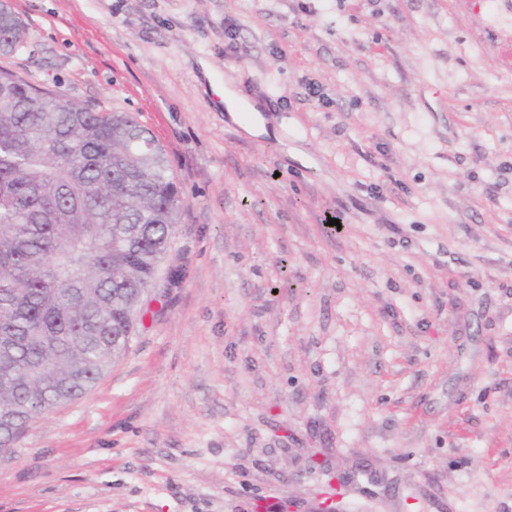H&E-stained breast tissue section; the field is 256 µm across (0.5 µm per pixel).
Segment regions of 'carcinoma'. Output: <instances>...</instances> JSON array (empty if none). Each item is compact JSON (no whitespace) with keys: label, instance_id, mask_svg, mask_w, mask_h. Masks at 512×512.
Wrapping results in <instances>:
<instances>
[{"label":"carcinoma","instance_id":"cac0c4a2","mask_svg":"<svg viewBox=\"0 0 512 512\" xmlns=\"http://www.w3.org/2000/svg\"><path fill=\"white\" fill-rule=\"evenodd\" d=\"M26 38L0 0V55ZM182 208L135 116L0 69V450L127 351Z\"/></svg>","mask_w":512,"mask_h":512}]
</instances>
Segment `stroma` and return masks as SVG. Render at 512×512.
<instances>
[{
	"mask_svg": "<svg viewBox=\"0 0 512 512\" xmlns=\"http://www.w3.org/2000/svg\"><path fill=\"white\" fill-rule=\"evenodd\" d=\"M9 2L0 68L135 113L184 206L0 512H512V0ZM27 31L23 21L7 1H0V55L17 52L26 42ZM223 101L227 112H230L236 118L237 113L247 110L252 115L251 121L248 122L244 129L252 135H266L265 120L261 113L264 107L260 105L258 100L251 99L242 91L232 85H224Z\"/></svg>",
	"mask_w": 512,
	"mask_h": 512,
	"instance_id": "1",
	"label": "stroma"
}]
</instances>
